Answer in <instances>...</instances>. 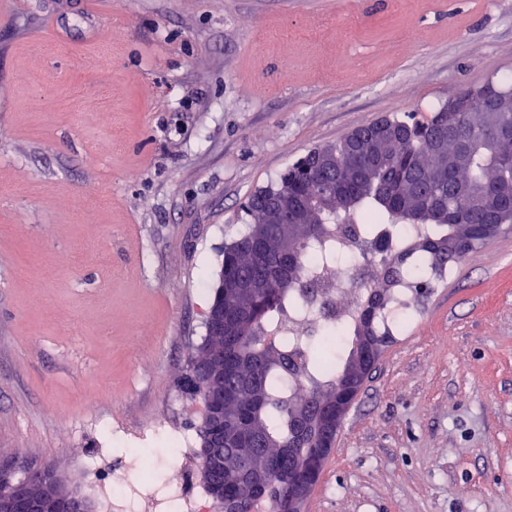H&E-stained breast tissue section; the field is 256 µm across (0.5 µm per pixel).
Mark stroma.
Masks as SVG:
<instances>
[{"label":"stroma","mask_w":512,"mask_h":512,"mask_svg":"<svg viewBox=\"0 0 512 512\" xmlns=\"http://www.w3.org/2000/svg\"><path fill=\"white\" fill-rule=\"evenodd\" d=\"M491 77L512 0H0V457L74 491L95 454L134 481L113 436L195 434L181 380L249 195ZM416 303L307 512H512V228Z\"/></svg>","instance_id":"1"}]
</instances>
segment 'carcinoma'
<instances>
[{
    "label": "carcinoma",
    "instance_id": "1",
    "mask_svg": "<svg viewBox=\"0 0 512 512\" xmlns=\"http://www.w3.org/2000/svg\"><path fill=\"white\" fill-rule=\"evenodd\" d=\"M458 98L466 105L461 112H438L422 125L409 126L401 121L392 124L403 135L385 145L392 162L373 171L371 180L362 186L353 206L313 214L311 223L297 232L295 239L284 241L275 228L265 243V257L258 264L253 259L254 225L261 217L263 201L251 197L246 212L251 222L245 225L231 243L224 247V276L233 274L257 278L269 284L268 291L243 302L246 321L240 334L206 335L204 345L193 360L205 354L225 360L224 377L238 392V399L224 407L227 417L240 424L262 448L255 452V472H271L273 477L261 484L241 478L238 470L239 449L224 446V504L217 512H284L288 496L301 484L317 483L300 470L292 469V461L314 448H323L318 428L304 426L301 418L320 405L331 403L342 393L343 384L357 369L361 344L376 353L384 352L390 343L388 330L381 328L386 312L394 301L395 288L407 281V261L423 258L432 269L459 263L471 247L479 248V237L469 234L475 224H491L493 220L467 206L463 192L467 186L479 187L495 181L512 189V139L500 153L489 159L482 148L485 117L482 105L472 99L471 88L462 87ZM452 130L456 142H470L472 151L462 169L458 188L442 186L436 194H420L418 205L428 208L427 221L414 225L405 215L410 207L405 189L424 183L432 185L438 157L428 146L439 133ZM279 187L291 189L300 199H311L323 191V184L312 171L294 165L280 176ZM348 224L354 235L379 244L387 255L384 270L365 288L351 315L352 323L339 330L349 337L346 346L325 338H295L274 335L285 310L303 304L297 288L320 261L333 264L340 253L327 247L336 237V225ZM183 386L192 395L204 398L203 379L198 368L191 367Z\"/></svg>",
    "mask_w": 512,
    "mask_h": 512
}]
</instances>
